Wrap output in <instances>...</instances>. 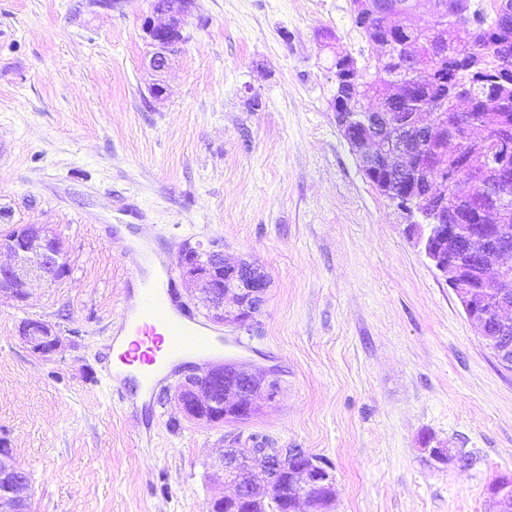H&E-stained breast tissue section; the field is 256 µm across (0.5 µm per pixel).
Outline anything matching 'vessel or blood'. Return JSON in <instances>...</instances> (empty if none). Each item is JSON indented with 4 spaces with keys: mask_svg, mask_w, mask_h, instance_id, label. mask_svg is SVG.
Segmentation results:
<instances>
[{
    "mask_svg": "<svg viewBox=\"0 0 512 512\" xmlns=\"http://www.w3.org/2000/svg\"><path fill=\"white\" fill-rule=\"evenodd\" d=\"M134 254L136 269L112 323L114 360L105 369L108 392L124 408L132 399L124 387L130 371H137L143 388L151 390L175 376L183 356L218 361L228 345L222 332L175 304L173 267L156 240L139 241Z\"/></svg>",
    "mask_w": 512,
    "mask_h": 512,
    "instance_id": "obj_1",
    "label": "vessel or blood"
}]
</instances>
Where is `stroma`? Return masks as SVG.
<instances>
[{
    "mask_svg": "<svg viewBox=\"0 0 512 512\" xmlns=\"http://www.w3.org/2000/svg\"><path fill=\"white\" fill-rule=\"evenodd\" d=\"M153 4L0 0V237L43 226L69 267L26 301L0 291V439L34 512H207L209 463L252 436L325 462L330 512H490L512 477V371L336 128L333 57L372 54L351 0H196L158 73ZM120 226L174 261L215 242L264 272L251 329H223L281 380L255 416L187 419L170 383L150 406L111 401ZM27 319L61 347L31 353ZM488 494L492 502L498 506L495 511L510 512L512 510V477L496 480L488 488Z\"/></svg>",
    "mask_w": 512,
    "mask_h": 512,
    "instance_id": "obj_1",
    "label": "stroma"
}]
</instances>
